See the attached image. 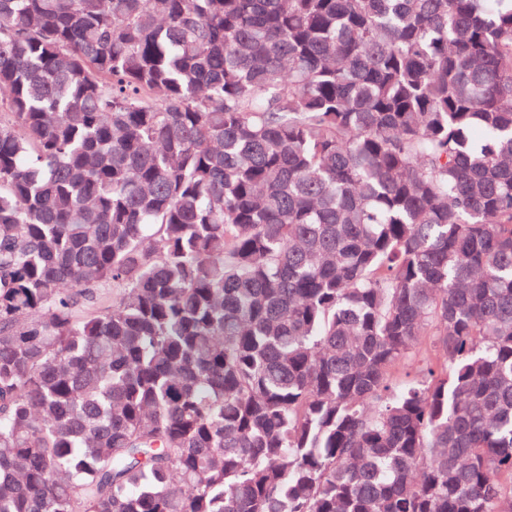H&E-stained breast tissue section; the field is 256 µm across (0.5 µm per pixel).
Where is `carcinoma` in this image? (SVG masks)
I'll list each match as a JSON object with an SVG mask.
<instances>
[{
	"mask_svg": "<svg viewBox=\"0 0 512 512\" xmlns=\"http://www.w3.org/2000/svg\"><path fill=\"white\" fill-rule=\"evenodd\" d=\"M0 512H512V0H0Z\"/></svg>",
	"mask_w": 512,
	"mask_h": 512,
	"instance_id": "carcinoma-1",
	"label": "carcinoma"
}]
</instances>
